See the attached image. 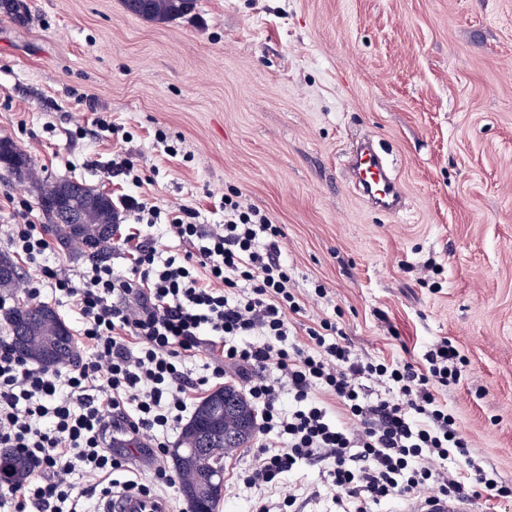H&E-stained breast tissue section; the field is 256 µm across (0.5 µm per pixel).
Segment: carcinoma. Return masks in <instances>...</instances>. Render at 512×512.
Returning a JSON list of instances; mask_svg holds the SVG:
<instances>
[{"label":"carcinoma","mask_w":512,"mask_h":512,"mask_svg":"<svg viewBox=\"0 0 512 512\" xmlns=\"http://www.w3.org/2000/svg\"><path fill=\"white\" fill-rule=\"evenodd\" d=\"M127 11L148 21H167L190 12L195 0H122ZM0 9L19 23L26 22V5L21 0H0ZM0 164L21 179L31 176V159L23 151L0 155ZM88 198L98 189L83 182L59 180L41 193L39 205L49 219L48 231L61 247L75 245V229L60 220L54 207L58 193ZM114 209L112 202L100 205L96 225L84 231V241L77 246L78 255L97 261L112 240ZM19 281L15 263L0 256V288H12ZM12 333L13 348L23 359L45 368L69 363L76 355L70 328L55 310L44 304H25L6 313ZM257 432L255 409L240 391L230 385L216 389L196 406L183 426L178 441L169 451L173 467L182 476L181 491L192 509L218 512L222 496L209 489V473L224 467V456L239 448L250 447ZM32 463L16 454L0 451V479L21 483Z\"/></svg>","instance_id":"carcinoma-1"}]
</instances>
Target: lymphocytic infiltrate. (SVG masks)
Here are the masks:
<instances>
[{"label":"lymphocytic infiltrate","mask_w":512,"mask_h":512,"mask_svg":"<svg viewBox=\"0 0 512 512\" xmlns=\"http://www.w3.org/2000/svg\"><path fill=\"white\" fill-rule=\"evenodd\" d=\"M126 225H113L118 270L98 262L79 275L50 264L42 225L18 208L5 243L29 265V295L49 286L70 297L88 354L71 367L46 369L21 360L0 337V447L33 462L18 485L0 482V504L14 512H79L81 499L105 498L116 486L145 495L175 488L165 464L192 393L213 379H235L256 410L259 444L244 486L275 489L301 465L329 463L337 504L375 512L397 497L492 502L512 497L474 466L471 445L440 394L457 381L458 349L439 339L421 360L368 361L327 319L304 326L308 347L290 342L289 314L303 310L282 259L285 232L270 216L222 195L220 224L197 223L194 208L162 214L150 196H126ZM185 243L163 256L151 230ZM208 354L206 375L185 372L186 359ZM388 387L372 396L367 382ZM141 444L150 467L134 470L115 436ZM456 464L445 467L448 458ZM96 475L80 490L77 472Z\"/></svg>","instance_id":"lymphocytic-infiltrate-1"}]
</instances>
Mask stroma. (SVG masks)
Masks as SVG:
<instances>
[{
	"instance_id": "stroma-1",
	"label": "stroma",
	"mask_w": 512,
	"mask_h": 512,
	"mask_svg": "<svg viewBox=\"0 0 512 512\" xmlns=\"http://www.w3.org/2000/svg\"><path fill=\"white\" fill-rule=\"evenodd\" d=\"M26 3L25 25L0 12V140L38 179L0 169V226L14 198L47 224L46 181L187 205L201 224L223 221L214 200L237 189L283 226L307 318L336 322L357 354L418 358L452 340L464 363L441 398L475 464L512 486V0H196L165 24L121 0ZM100 117L149 183L113 177ZM366 135L394 162L399 214L344 176ZM318 283L329 300L313 299ZM253 454L225 457L219 512L266 497L235 480ZM291 493L301 512L337 510L323 466L286 479Z\"/></svg>"
}]
</instances>
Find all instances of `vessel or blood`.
Segmentation results:
<instances>
[{
	"label": "vessel or blood",
	"mask_w": 512,
	"mask_h": 512,
	"mask_svg": "<svg viewBox=\"0 0 512 512\" xmlns=\"http://www.w3.org/2000/svg\"><path fill=\"white\" fill-rule=\"evenodd\" d=\"M349 176L361 195L376 210L399 213L403 207L400 184L388 162L373 143L361 144L349 161ZM409 512H473L469 500L460 498L434 504L418 501ZM98 512H171L168 500L121 490L101 501Z\"/></svg>",
	"instance_id": "vessel-or-blood-1"
}]
</instances>
